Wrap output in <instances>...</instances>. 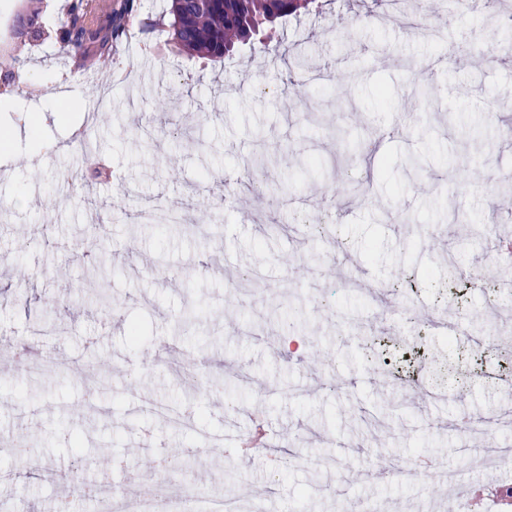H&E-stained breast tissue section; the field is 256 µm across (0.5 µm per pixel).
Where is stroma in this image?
<instances>
[{"instance_id": "1", "label": "stroma", "mask_w": 512, "mask_h": 512, "mask_svg": "<svg viewBox=\"0 0 512 512\" xmlns=\"http://www.w3.org/2000/svg\"><path fill=\"white\" fill-rule=\"evenodd\" d=\"M141 2L107 74L75 72L60 16L48 39L19 42L4 60L39 92L0 83V129L13 144L0 153V337L39 338L46 349L0 380V436L29 443L0 455V500L43 512L67 491L64 425L93 456L124 460L109 486L119 501L153 484L151 459L179 446L192 450L200 489L238 512L257 502L265 512H336L360 500L446 512V481L406 463L465 471L464 419L477 429L490 421L491 441L512 446V395L498 385L512 359L493 368L458 357L403 309L417 299L472 341L512 317V292L447 276L452 262L497 269L477 226L512 242V204L498 195L512 179V71L494 66L490 25L512 19V0L483 12L447 0L403 27L384 18L388 0H310L221 62L168 42L169 0ZM423 25L441 28L443 41L419 37ZM298 54L308 67L290 85ZM448 54L471 64H439ZM94 81L109 84L97 112L64 110L59 96L85 99ZM375 141L379 150L359 154ZM301 152L322 165L297 187L288 179ZM258 153L272 173L262 195L246 176ZM325 212L340 221L316 240L290 221ZM92 233L105 245L89 260ZM342 253L380 288L349 284ZM96 264L110 272L108 309L95 302ZM402 265L413 283L403 293ZM285 319L306 346L301 360L278 352ZM133 323L138 345L126 334ZM443 364L468 375L439 382ZM72 365L108 389L87 398ZM250 414L276 454L307 461L273 481L265 457H244V482L228 488L223 461L204 447ZM314 487L319 496L305 498Z\"/></svg>"}]
</instances>
